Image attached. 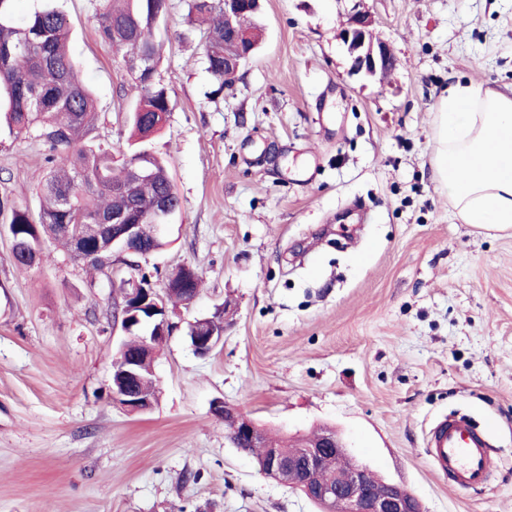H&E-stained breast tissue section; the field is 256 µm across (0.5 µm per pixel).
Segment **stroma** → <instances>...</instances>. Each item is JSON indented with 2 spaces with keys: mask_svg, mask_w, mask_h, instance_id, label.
Here are the masks:
<instances>
[{
  "mask_svg": "<svg viewBox=\"0 0 512 512\" xmlns=\"http://www.w3.org/2000/svg\"><path fill=\"white\" fill-rule=\"evenodd\" d=\"M54 3L97 99L91 140L129 153L137 95L98 35L103 0ZM358 8L395 56L377 80L351 74L338 37ZM260 20L222 88L205 29L169 0L172 110L144 147L168 158L181 208L156 253L94 271L48 240V262L16 266L8 226L38 214L49 146L0 131V512H317L229 443L217 400L278 448L336 431L423 512H512V229L462 223L430 165L450 86L512 87V0H261ZM183 265L199 293L169 303L157 403L127 414L110 399L117 285L146 272L163 294ZM222 307L223 342L197 356L190 323ZM457 413L499 457L478 491L425 453Z\"/></svg>",
  "mask_w": 512,
  "mask_h": 512,
  "instance_id": "35a3bbf8",
  "label": "stroma"
}]
</instances>
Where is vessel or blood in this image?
<instances>
[{
	"instance_id": "b4317fda",
	"label": "vessel or blood",
	"mask_w": 512,
	"mask_h": 512,
	"mask_svg": "<svg viewBox=\"0 0 512 512\" xmlns=\"http://www.w3.org/2000/svg\"><path fill=\"white\" fill-rule=\"evenodd\" d=\"M427 454L450 486L463 491L483 485L495 463L484 433L461 417L444 418L432 428Z\"/></svg>"
}]
</instances>
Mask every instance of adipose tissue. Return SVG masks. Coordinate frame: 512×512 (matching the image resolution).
Returning <instances> with one entry per match:
<instances>
[{"mask_svg": "<svg viewBox=\"0 0 512 512\" xmlns=\"http://www.w3.org/2000/svg\"><path fill=\"white\" fill-rule=\"evenodd\" d=\"M431 163L463 223L512 227V91L449 87L436 106Z\"/></svg>", "mask_w": 512, "mask_h": 512, "instance_id": "ef3b65f1", "label": "adipose tissue"}]
</instances>
